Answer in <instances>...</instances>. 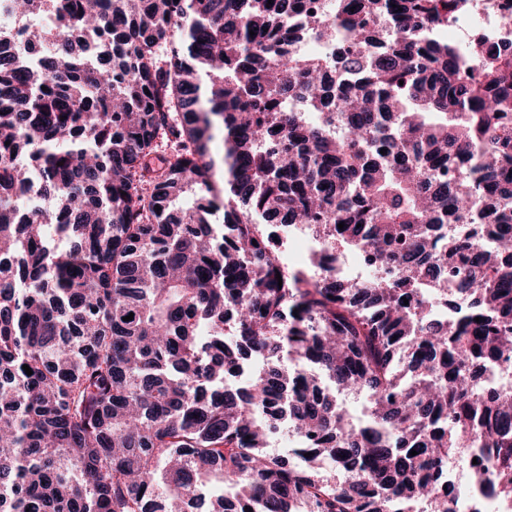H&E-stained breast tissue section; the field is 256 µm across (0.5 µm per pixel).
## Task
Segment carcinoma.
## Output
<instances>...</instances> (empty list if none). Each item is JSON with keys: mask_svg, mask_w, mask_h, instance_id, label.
I'll list each match as a JSON object with an SVG mask.
<instances>
[{"mask_svg": "<svg viewBox=\"0 0 512 512\" xmlns=\"http://www.w3.org/2000/svg\"><path fill=\"white\" fill-rule=\"evenodd\" d=\"M467 5L10 0L54 16L39 67L0 32V512H454L467 450L512 498L477 383L512 355V49L442 36ZM346 251L375 276H317ZM283 238L288 241V245H294L296 250L308 256L323 248V242L309 232L306 226L302 224L288 226V233Z\"/></svg>", "mask_w": 512, "mask_h": 512, "instance_id": "1", "label": "carcinoma"}]
</instances>
